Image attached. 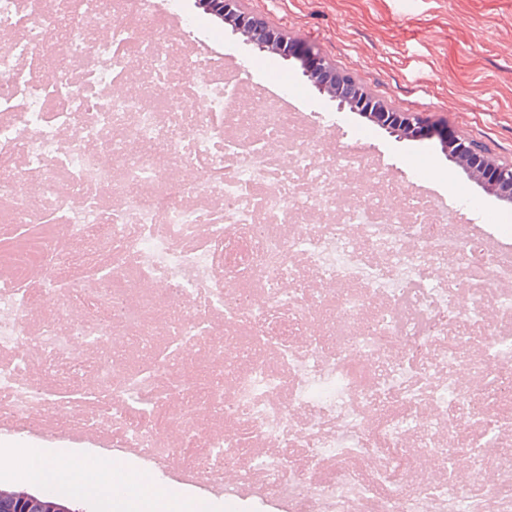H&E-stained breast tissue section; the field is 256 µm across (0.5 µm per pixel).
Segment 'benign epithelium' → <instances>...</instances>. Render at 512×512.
<instances>
[{
  "label": "benign epithelium",
  "mask_w": 512,
  "mask_h": 512,
  "mask_svg": "<svg viewBox=\"0 0 512 512\" xmlns=\"http://www.w3.org/2000/svg\"><path fill=\"white\" fill-rule=\"evenodd\" d=\"M210 14L228 20L235 30L246 34L261 51H272L300 63L302 73L316 89L337 102V111H361L377 125L399 137L436 138L449 160L467 169L486 193L512 200V163H500L476 149L448 130V124L419 113L393 112L384 102L362 92L345 75L334 71L313 46L289 40L268 27L260 19L241 9V0H200ZM0 512H69V509L48 500L26 494L6 496L0 492Z\"/></svg>",
  "instance_id": "benign-epithelium-1"
}]
</instances>
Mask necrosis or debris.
Instances as JSON below:
<instances>
[{"label": "necrosis or debris", "instance_id": "necrosis-or-debris-1", "mask_svg": "<svg viewBox=\"0 0 512 512\" xmlns=\"http://www.w3.org/2000/svg\"><path fill=\"white\" fill-rule=\"evenodd\" d=\"M66 2L0 0V427L281 512H512V247L354 183L155 0Z\"/></svg>", "mask_w": 512, "mask_h": 512}]
</instances>
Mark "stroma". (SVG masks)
I'll list each match as a JSON object with an SVG mask.
<instances>
[{"label": "stroma", "instance_id": "1", "mask_svg": "<svg viewBox=\"0 0 512 512\" xmlns=\"http://www.w3.org/2000/svg\"><path fill=\"white\" fill-rule=\"evenodd\" d=\"M157 4L193 20L192 49L238 64L242 94L287 80L298 95L296 111L325 141L370 158L401 186L443 204L455 225L512 230V202L487 194L449 161L438 139L397 137L359 113L337 111L335 100L315 89L296 60L259 51L198 0ZM243 7L288 39L316 45L331 67L351 74L393 110L446 120L452 133L475 142L488 157L512 162V0H243ZM143 468L156 484L214 500L223 512H275L250 501L228 507L216 488L179 485L174 470L149 462ZM0 490L62 503L72 512H121L110 494L79 482L47 488L0 477Z\"/></svg>", "mask_w": 512, "mask_h": 512}]
</instances>
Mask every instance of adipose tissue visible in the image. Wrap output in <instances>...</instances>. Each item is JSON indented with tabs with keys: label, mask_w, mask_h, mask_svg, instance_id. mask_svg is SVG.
<instances>
[{
	"label": "adipose tissue",
	"mask_w": 512,
	"mask_h": 512,
	"mask_svg": "<svg viewBox=\"0 0 512 512\" xmlns=\"http://www.w3.org/2000/svg\"><path fill=\"white\" fill-rule=\"evenodd\" d=\"M71 455L65 451L49 453L39 447L18 444L11 448H0V461L5 472H12L16 462H23V479L32 485H53L80 474L82 479L100 490L111 492L113 497L125 498L131 486L144 488L146 494L137 500V507L144 512H197L192 501L177 491L156 488L150 474L131 467H108L96 462L76 472L70 463Z\"/></svg>",
	"instance_id": "1"
}]
</instances>
